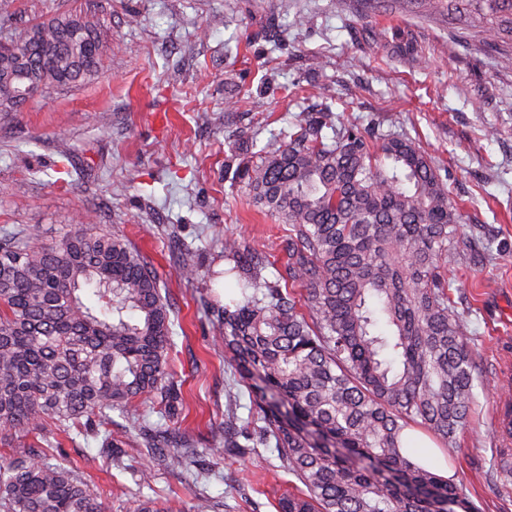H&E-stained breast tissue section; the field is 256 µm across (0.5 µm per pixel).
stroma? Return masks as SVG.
<instances>
[{
	"instance_id": "stroma-1",
	"label": "stroma",
	"mask_w": 512,
	"mask_h": 512,
	"mask_svg": "<svg viewBox=\"0 0 512 512\" xmlns=\"http://www.w3.org/2000/svg\"><path fill=\"white\" fill-rule=\"evenodd\" d=\"M0 42L59 13L101 25L113 50L98 76L0 112V233L40 226L46 241L86 215L131 240L157 271L171 306L168 361L181 386L175 421L202 448L218 445L228 392L251 415L248 392L224 361V342L204 300L223 301L218 272L232 235L281 270L284 227L224 176V114L258 143L296 117L318 112L330 85L341 121L409 133L448 174L464 231L486 250L444 271L449 296L475 350L470 423L442 454L478 512H512V476L498 465L492 412L512 382V52L481 38L462 42L446 6L388 10L379 0H7ZM257 100L248 107L246 97ZM498 134L489 138L487 127ZM192 247L197 272L181 271ZM56 458L100 494L109 512L156 499L193 512L206 492L217 512H277L295 479L272 449L204 457L199 480H181L127 442L124 465L93 437L52 435ZM152 475L142 484V472Z\"/></svg>"
}]
</instances>
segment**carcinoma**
<instances>
[{
  "mask_svg": "<svg viewBox=\"0 0 512 512\" xmlns=\"http://www.w3.org/2000/svg\"><path fill=\"white\" fill-rule=\"evenodd\" d=\"M485 44L512 45V0H448ZM110 51L98 24L61 15L0 42V112L23 107L22 83L45 93L88 82ZM288 140L224 171L288 227L285 275L267 256L224 238V304L213 307L227 363L261 425L249 434L229 394L218 438L239 454L273 447L298 482L278 512H476L454 480L413 460L417 425L448 447L473 400V348L442 275L464 260L462 214L415 141L376 124L304 116ZM304 291L294 296L295 288ZM170 308L155 269L125 236L87 219L46 242L30 225L0 236V428L49 422L120 448L128 432L190 471L200 454L171 420L182 405L170 373ZM146 396L159 422L130 412ZM0 512H107L52 455L0 466Z\"/></svg>",
  "mask_w": 512,
  "mask_h": 512,
  "instance_id": "carcinoma-1",
  "label": "carcinoma"
}]
</instances>
